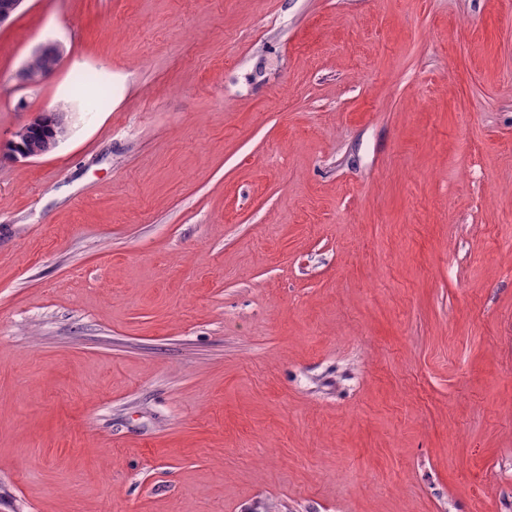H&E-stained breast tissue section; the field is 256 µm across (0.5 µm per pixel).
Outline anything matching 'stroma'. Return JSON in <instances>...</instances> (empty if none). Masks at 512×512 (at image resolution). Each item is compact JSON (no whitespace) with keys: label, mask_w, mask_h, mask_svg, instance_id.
<instances>
[{"label":"stroma","mask_w":512,"mask_h":512,"mask_svg":"<svg viewBox=\"0 0 512 512\" xmlns=\"http://www.w3.org/2000/svg\"><path fill=\"white\" fill-rule=\"evenodd\" d=\"M0 512H512V0H25ZM33 59L35 62H32ZM59 60L60 56L55 50L37 52L19 72V79L25 85H35L56 68ZM61 109L44 110L38 113L29 123L19 128L10 141L9 154L15 161H25L43 156L54 150L67 133L65 116L61 118ZM37 125L46 126V134L41 137V148L28 147V138Z\"/></svg>","instance_id":"1"}]
</instances>
